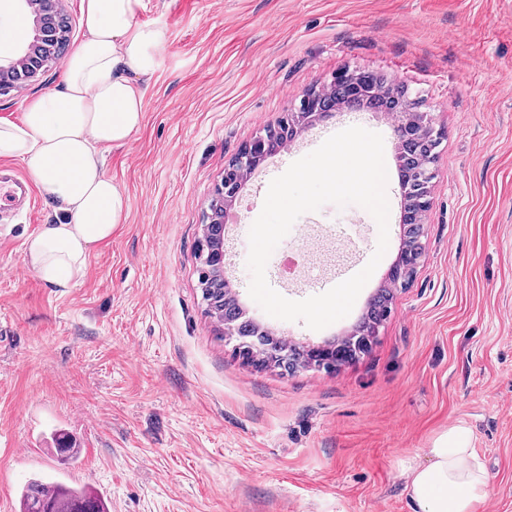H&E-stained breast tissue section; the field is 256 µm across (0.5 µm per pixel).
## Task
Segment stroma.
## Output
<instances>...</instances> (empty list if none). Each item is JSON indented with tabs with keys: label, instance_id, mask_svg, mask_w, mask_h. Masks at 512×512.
<instances>
[{
	"label": "stroma",
	"instance_id": "1",
	"mask_svg": "<svg viewBox=\"0 0 512 512\" xmlns=\"http://www.w3.org/2000/svg\"><path fill=\"white\" fill-rule=\"evenodd\" d=\"M138 22L166 27L144 84L143 121L105 168L130 198L125 223L61 291L24 263V243L56 221L0 209V512H20L34 477L98 495L107 512H412L405 475L450 425L467 423L488 474L477 512H512V0H144ZM32 17L0 0V58L29 41ZM404 85L440 133L424 252L371 350L337 369H258L218 338L199 288L201 226L224 168L305 91L342 69ZM64 82L55 64L0 94V122ZM351 126L380 133L389 245L350 314L315 331L250 297L249 230L270 181ZM249 177L224 234V274L273 334L318 346L352 332L402 247L393 121L335 108ZM378 226L333 204L301 215L266 266L305 254L321 278ZM80 448L61 464L54 437Z\"/></svg>",
	"mask_w": 512,
	"mask_h": 512
}]
</instances>
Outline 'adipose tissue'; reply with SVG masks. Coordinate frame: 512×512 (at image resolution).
I'll return each instance as SVG.
<instances>
[{
  "instance_id": "ef3b65f1",
  "label": "adipose tissue",
  "mask_w": 512,
  "mask_h": 512,
  "mask_svg": "<svg viewBox=\"0 0 512 512\" xmlns=\"http://www.w3.org/2000/svg\"><path fill=\"white\" fill-rule=\"evenodd\" d=\"M143 7V0H82L86 33L65 62L62 89L32 100L21 123H0V157L26 165L59 217L28 238L24 256L54 288H69L127 218L129 198L106 173L103 153L139 130L141 83L167 41L164 27L137 22ZM408 490L413 512H476L488 479L468 425L435 440L427 464L410 470Z\"/></svg>"
}]
</instances>
